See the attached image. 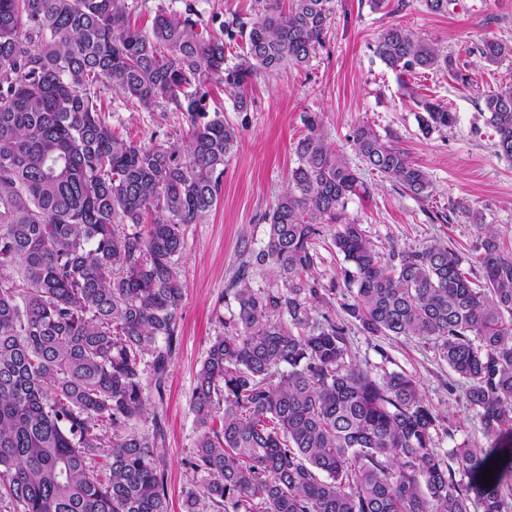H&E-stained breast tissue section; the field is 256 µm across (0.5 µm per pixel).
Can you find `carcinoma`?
I'll return each instance as SVG.
<instances>
[{
	"mask_svg": "<svg viewBox=\"0 0 512 512\" xmlns=\"http://www.w3.org/2000/svg\"><path fill=\"white\" fill-rule=\"evenodd\" d=\"M330 0H266L221 35L191 6L133 27L125 0H0V490L20 512H168L157 464L162 394L180 326L176 256L184 226L216 205L239 130L207 109L206 84L239 93L259 76L306 66L331 23ZM245 50L227 63V43ZM375 55L400 74L453 72L452 56L392 24ZM486 62L512 57L487 41ZM104 87L136 108L185 118L184 143L117 134L97 103ZM498 155L512 160V86L483 94ZM419 128L455 114L419 103ZM287 190L226 292L235 312L209 347L191 409L200 427L191 467L217 512H512V251L484 226L477 286L441 242L378 249L345 201L367 192L327 143L319 115ZM370 172L424 199L431 182L403 147L358 125ZM337 225L343 290L316 271L313 240ZM270 271L272 287L252 286ZM341 307L370 338L418 336L465 381L488 441L452 449L448 426L401 371L377 374L349 345ZM152 357L144 378V355ZM106 457V471L91 460ZM496 467L494 482L483 471ZM468 477L456 480V472Z\"/></svg>",
	"mask_w": 512,
	"mask_h": 512,
	"instance_id": "cac0c4a2",
	"label": "carcinoma"
}]
</instances>
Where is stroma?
Returning <instances> with one entry per match:
<instances>
[{
  "label": "stroma",
  "mask_w": 512,
  "mask_h": 512,
  "mask_svg": "<svg viewBox=\"0 0 512 512\" xmlns=\"http://www.w3.org/2000/svg\"><path fill=\"white\" fill-rule=\"evenodd\" d=\"M193 4L204 22L232 16H255L257 0H126L131 22L149 29L158 9L183 11ZM332 21L310 63L289 67L274 78L254 79L248 86L247 111L236 107V95L209 86L211 110L241 132L224 167L220 199L204 219L185 228V247L178 265L185 284L180 306V336L162 396L152 397L150 413L161 419L164 436L157 463L167 479L169 512H184L187 492L203 494L202 474L189 461L199 430L190 409L196 374L222 322L234 309L224 289L243 259V247L259 248L266 238L265 216L286 191L298 160L295 144L306 132L304 116L319 113L327 141L351 164L359 159L353 130L369 124L399 144L433 183L428 199L418 200L380 177L365 174L367 194L345 203V221L361 225L382 250L419 248L441 242L474 259L481 241L479 226L453 213L463 203L493 225L501 243L512 249V161L495 153V133L486 123L481 95L512 84V58L485 62L484 41H512V0H451L443 14H433L420 0H332ZM400 24L430 40L455 58L461 79L447 71H416L402 76L374 54L379 33ZM448 107L453 127L424 133L418 126L417 100ZM106 121L125 138L146 142L185 135L181 115L158 108L136 109L112 89L101 91ZM357 360L374 371H405L419 384L424 398L448 421V432L436 437L440 455L461 444L486 446L479 418L469 410L465 383L456 378L430 342L418 337L375 341L364 336L344 313H337Z\"/></svg>",
  "instance_id": "35a3bbf8"
}]
</instances>
